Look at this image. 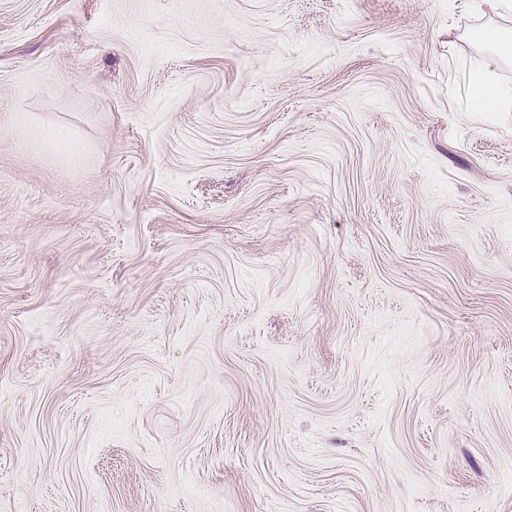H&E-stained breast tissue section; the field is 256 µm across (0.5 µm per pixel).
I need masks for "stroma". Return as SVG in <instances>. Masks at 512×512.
I'll use <instances>...</instances> for the list:
<instances>
[{"label": "stroma", "instance_id": "obj_1", "mask_svg": "<svg viewBox=\"0 0 512 512\" xmlns=\"http://www.w3.org/2000/svg\"><path fill=\"white\" fill-rule=\"evenodd\" d=\"M488 23L0 0V512H512Z\"/></svg>", "mask_w": 512, "mask_h": 512}]
</instances>
